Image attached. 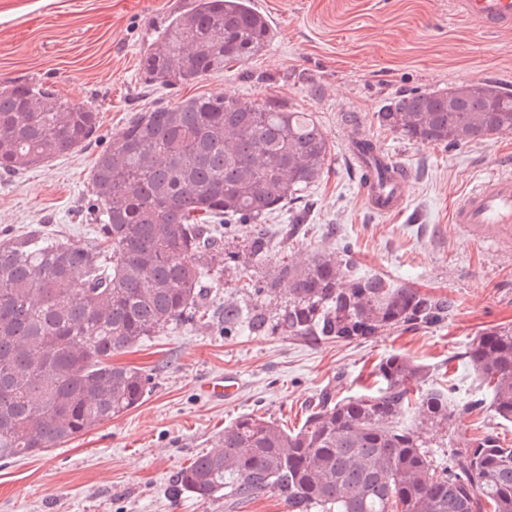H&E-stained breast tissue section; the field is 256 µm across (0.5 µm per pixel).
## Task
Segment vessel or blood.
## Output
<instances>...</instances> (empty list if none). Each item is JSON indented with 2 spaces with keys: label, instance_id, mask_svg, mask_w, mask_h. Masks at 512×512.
<instances>
[{
  "label": "vessel or blood",
  "instance_id": "1",
  "mask_svg": "<svg viewBox=\"0 0 512 512\" xmlns=\"http://www.w3.org/2000/svg\"><path fill=\"white\" fill-rule=\"evenodd\" d=\"M469 18L491 28L512 29V0H464ZM381 178L361 184L366 204L375 212L390 214L405 204L404 180L400 168L384 159ZM452 223L461 225L472 240L480 243L512 245V172L498 170L467 192L451 214ZM200 390L221 401L237 395L239 381L218 377L205 381Z\"/></svg>",
  "mask_w": 512,
  "mask_h": 512
}]
</instances>
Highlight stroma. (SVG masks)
<instances>
[{
	"label": "stroma",
	"mask_w": 512,
	"mask_h": 512,
	"mask_svg": "<svg viewBox=\"0 0 512 512\" xmlns=\"http://www.w3.org/2000/svg\"><path fill=\"white\" fill-rule=\"evenodd\" d=\"M184 2L0 0V85L43 83L100 114L90 145L0 181V230L46 224L83 245L94 225L90 174L107 137L141 109L215 90L312 113L331 145L322 177L305 191L312 208L296 236L284 232L288 209L266 217L269 262L245 268L216 259L204 322L170 325L117 355L152 375L141 405L46 453L0 462V512H231L229 498L204 504L177 492L175 481L239 415L300 426L323 391L351 396L373 387V367L394 353L426 364L430 386L464 404L483 392L463 358L468 344L484 329L512 324V253L470 241L450 221L467 191L512 165V133L448 149L403 140L377 121L378 110L409 89L487 80L512 91V32L472 24L454 0H254L274 28L258 57L187 86L146 85L139 59ZM348 112L407 172L401 212L380 215L365 204L342 119ZM324 249L358 272L447 296L448 318L366 341L225 335V303L250 302L246 278L273 277L276 259L299 262ZM225 374L240 380L234 398L200 393L205 380ZM453 432L491 433L512 445V423L488 409L455 416Z\"/></svg>",
	"instance_id": "obj_1"
}]
</instances>
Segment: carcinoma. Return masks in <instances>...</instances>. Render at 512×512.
<instances>
[{
  "label": "carcinoma",
  "mask_w": 512,
  "mask_h": 512,
  "mask_svg": "<svg viewBox=\"0 0 512 512\" xmlns=\"http://www.w3.org/2000/svg\"><path fill=\"white\" fill-rule=\"evenodd\" d=\"M253 0H191L140 58L148 82L181 87L247 63L272 40ZM378 123L419 144L459 146L512 132V93L491 81L446 91H409ZM98 111L42 83L0 86V173L15 174L91 142ZM329 140L307 112L215 91L135 117L98 153L92 171L95 236L82 246L49 237L40 224L0 233V460L36 456L138 407L151 375L112 358L173 323L204 317V281L214 257L238 234L255 264L269 257L261 223L299 202L321 178ZM288 281L272 313L267 293ZM251 304L224 305V335L281 327L312 340H368L444 320L446 296L356 272L317 251L302 264L280 260L275 277L244 284ZM465 356L490 399L512 421V325L483 330ZM375 388L324 392L302 425L285 430L242 414L215 449L180 469L179 492L208 503L228 491L249 502L275 491L291 512H512V447L497 436L463 437L448 460L458 408L424 389L429 368L403 354L374 367ZM413 416L414 423L404 422ZM435 429L431 443L425 429Z\"/></svg>",
  "instance_id": "cac0c4a2"
}]
</instances>
